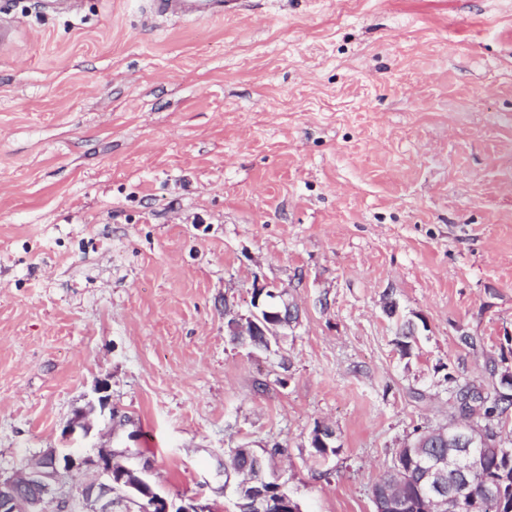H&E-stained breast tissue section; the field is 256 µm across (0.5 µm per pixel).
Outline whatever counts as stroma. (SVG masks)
Masks as SVG:
<instances>
[{
    "mask_svg": "<svg viewBox=\"0 0 512 512\" xmlns=\"http://www.w3.org/2000/svg\"><path fill=\"white\" fill-rule=\"evenodd\" d=\"M9 3L0 473L109 448L174 504L235 512L247 445L302 512H374L454 385L512 371V0ZM257 281L301 311L269 352L224 330ZM152 12L161 17L223 20L224 14L234 12L238 0H152Z\"/></svg>",
    "mask_w": 512,
    "mask_h": 512,
    "instance_id": "35a3bbf8",
    "label": "stroma"
}]
</instances>
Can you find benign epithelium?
I'll return each mask as SVG.
<instances>
[{
    "label": "benign epithelium",
    "instance_id": "obj_1",
    "mask_svg": "<svg viewBox=\"0 0 512 512\" xmlns=\"http://www.w3.org/2000/svg\"><path fill=\"white\" fill-rule=\"evenodd\" d=\"M269 293L279 300V310L267 313L278 317L291 329L300 321V313L289 303L288 289L268 284H254L255 305H260L261 295ZM224 315L232 323L224 324L231 336L270 335V323L253 311L242 317L224 307ZM455 402L458 418L441 430L448 437V454L434 457L433 466L423 472L426 480V512H454L459 490L468 486V474L473 462L489 454V433L468 422L478 408L484 394L471 388L458 386ZM497 399L512 400V373L501 374L495 389ZM132 468L115 461L110 449H102L95 456L76 458L61 455L55 448H48L8 475L0 474V512H45L43 505L48 498L62 499L65 505L79 504L81 512H214L216 505H200L196 500L170 510L169 502L152 487L148 470L137 469L134 482L125 478ZM400 457H395L388 473L385 494L390 502H399L402 496L395 491L403 483ZM237 512H300L298 503L282 488L268 489L240 485L237 489Z\"/></svg>",
    "mask_w": 512,
    "mask_h": 512
}]
</instances>
